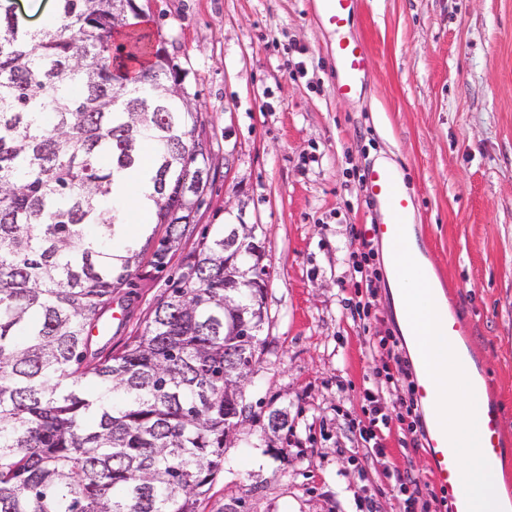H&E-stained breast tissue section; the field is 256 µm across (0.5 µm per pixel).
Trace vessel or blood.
Here are the masks:
<instances>
[{
	"instance_id": "vessel-or-blood-1",
	"label": "vessel or blood",
	"mask_w": 512,
	"mask_h": 512,
	"mask_svg": "<svg viewBox=\"0 0 512 512\" xmlns=\"http://www.w3.org/2000/svg\"><path fill=\"white\" fill-rule=\"evenodd\" d=\"M319 10L329 26L341 31L356 12L359 0H317ZM336 94L352 97L368 71V54L357 40L341 37L336 42ZM366 197L374 202L384 216L369 228L370 234L386 241L394 250L393 273L407 287L416 289L422 298H430L436 282L420 255L404 251L403 245L415 232L412 222L413 202L400 187L397 173L388 167H371L364 174ZM480 426L478 444L484 451L489 470H496L502 456L503 436L497 408L480 404L476 410ZM430 448L434 486L451 491L454 512H475L476 491L467 484L459 471L458 461L467 443L444 418L432 416L427 435Z\"/></svg>"
}]
</instances>
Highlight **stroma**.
I'll return each mask as SVG.
<instances>
[{
  "label": "stroma",
  "mask_w": 512,
  "mask_h": 512,
  "mask_svg": "<svg viewBox=\"0 0 512 512\" xmlns=\"http://www.w3.org/2000/svg\"><path fill=\"white\" fill-rule=\"evenodd\" d=\"M116 37L165 40L212 154L193 224L165 272L133 276L129 309L108 344L141 335L186 256L216 225L244 218L262 242L268 317L240 426L200 512H398L386 471L429 477V447L393 426L386 454L359 436L364 393L382 370L372 344L404 339L386 244L362 261L380 213L362 177L378 158L401 171L425 261L449 313L487 371L500 412L501 493L512 504V0H361L346 35L369 73L334 93L336 32L313 0H137ZM246 209H239V201ZM375 284L359 318L362 276ZM287 407L288 428L265 426Z\"/></svg>",
  "instance_id": "obj_1"
}]
</instances>
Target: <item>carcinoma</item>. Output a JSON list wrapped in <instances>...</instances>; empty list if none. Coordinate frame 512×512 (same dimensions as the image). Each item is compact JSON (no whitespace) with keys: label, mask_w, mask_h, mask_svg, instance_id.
I'll return each mask as SVG.
<instances>
[{"label":"carcinoma","mask_w":512,"mask_h":512,"mask_svg":"<svg viewBox=\"0 0 512 512\" xmlns=\"http://www.w3.org/2000/svg\"><path fill=\"white\" fill-rule=\"evenodd\" d=\"M135 0H60L37 32L0 13V512H197L246 418L266 266L220 224L118 355L91 329L142 256L166 269L193 223L210 157L162 44L118 30ZM144 177L159 239L127 236L112 201ZM288 428V410L267 415Z\"/></svg>","instance_id":"cac0c4a2"}]
</instances>
